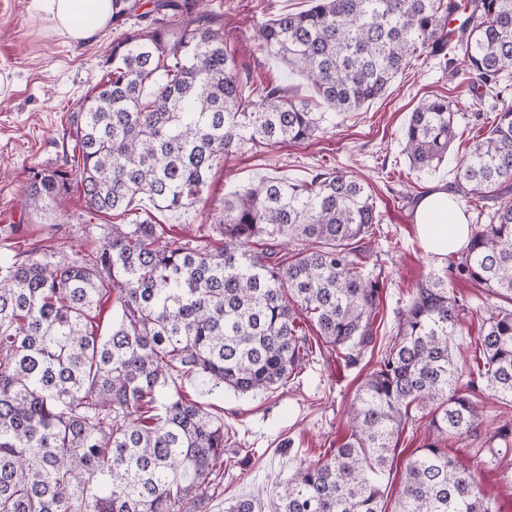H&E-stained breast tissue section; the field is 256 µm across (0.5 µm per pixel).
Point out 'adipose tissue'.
<instances>
[{"instance_id": "1", "label": "adipose tissue", "mask_w": 512, "mask_h": 512, "mask_svg": "<svg viewBox=\"0 0 512 512\" xmlns=\"http://www.w3.org/2000/svg\"><path fill=\"white\" fill-rule=\"evenodd\" d=\"M51 15L57 31L69 44L92 40L112 20V0H40ZM426 245L455 250L468 239L469 227L458 218L452 193L434 187L421 198L415 212Z\"/></svg>"}]
</instances>
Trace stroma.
I'll return each instance as SVG.
<instances>
[{"label":"stroma","instance_id":"stroma-1","mask_svg":"<svg viewBox=\"0 0 512 512\" xmlns=\"http://www.w3.org/2000/svg\"><path fill=\"white\" fill-rule=\"evenodd\" d=\"M206 5L219 16L242 80L255 87L282 84L298 97H311L306 81L261 54L253 39L255 27L276 14L306 10L308 0H206ZM138 25L137 17H129L75 47L56 31L38 0H0V262L37 247L60 256L92 254L100 247L113 219L90 210L79 186L38 213L25 207L23 187L31 170L56 166L63 132L97 82L107 51ZM429 95L449 96L457 105L456 137L440 169L420 178L401 152V136L418 101ZM492 105L475 80L422 57L381 98L344 115L340 125L324 122L312 140L227 157L211 175L205 204L158 212L148 200L139 201V210L154 212L169 235L198 236L211 233L212 211L231 190L268 177L303 180L316 169L343 168L371 186L379 212L380 222L365 239L364 251L366 269L379 277L384 291L375 341L357 364L337 360L317 345L298 377L255 395L173 377V385L223 419L231 437L224 450L229 464L213 480L206 512H224L244 496L254 499L256 512H274L276 484L285 482L301 461L318 458L348 436V405L394 336L398 308L427 273L447 264L423 244L415 202L432 185H452L458 162L486 134L494 118ZM449 453L474 469L478 485L499 512H512V480H504L491 464L477 465L474 449L453 447Z\"/></svg>","mask_w":512,"mask_h":512}]
</instances>
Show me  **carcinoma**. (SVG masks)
Segmentation results:
<instances>
[{
    "label": "carcinoma",
    "instance_id": "carcinoma-1",
    "mask_svg": "<svg viewBox=\"0 0 512 512\" xmlns=\"http://www.w3.org/2000/svg\"><path fill=\"white\" fill-rule=\"evenodd\" d=\"M256 31L258 48L301 76L340 116L385 93L422 54L462 65L485 93L512 91V0H309ZM112 43L70 131L85 203L126 217L145 196L159 210L201 196L212 170L245 148L302 144L324 113L269 83L246 91L224 29L203 0H162ZM461 20L458 29L448 23ZM454 103L421 100L402 136L419 175L455 136ZM70 157L30 171L26 206L71 189ZM512 181V108L496 113L454 177L475 210ZM379 213L368 184L340 170L267 178L224 195L216 234L174 239L150 213L113 224L96 254L34 251L0 264V512H203L224 470V422L180 390L176 374L241 395L285 385L310 355L302 313L321 344L355 363L374 342L383 288L361 242ZM294 257L287 262L282 246ZM465 277L512 301V197L448 254L398 310L396 335L348 408L351 434L278 485L276 512H385L383 485L409 424L431 441L401 471L396 512H498L443 443L512 436L475 392L512 403V310L487 304L477 372L455 362ZM116 311L104 334L93 312Z\"/></svg>",
    "mask_w": 512,
    "mask_h": 512
}]
</instances>
